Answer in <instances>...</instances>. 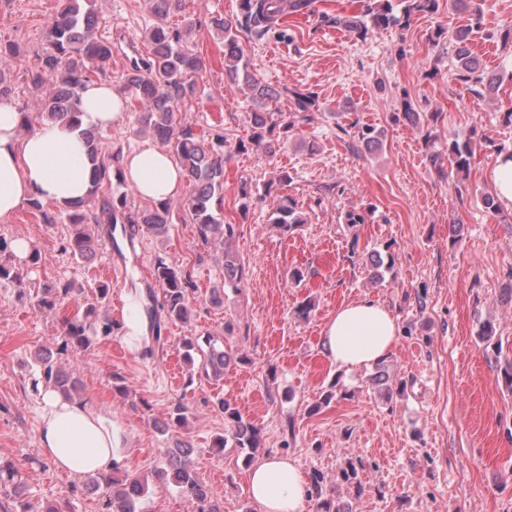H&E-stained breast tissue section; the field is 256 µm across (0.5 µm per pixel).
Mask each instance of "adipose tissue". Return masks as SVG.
I'll return each instance as SVG.
<instances>
[{
  "mask_svg": "<svg viewBox=\"0 0 512 512\" xmlns=\"http://www.w3.org/2000/svg\"><path fill=\"white\" fill-rule=\"evenodd\" d=\"M79 126H42L20 137L19 114L0 103V220H8L31 198L67 205L87 196L92 166L85 154L83 130L120 123L126 98L108 82H93L81 93ZM124 177L148 200L178 196L185 185L181 167L159 147L145 144L128 151ZM399 340L393 314L380 302L363 298L342 303L327 318L321 336L323 353L336 368L367 367L387 357ZM40 452L75 478L107 472L125 455L122 428L101 409L45 390L38 415ZM251 498L262 512H301L309 492L298 463L269 456L248 472Z\"/></svg>",
  "mask_w": 512,
  "mask_h": 512,
  "instance_id": "1",
  "label": "adipose tissue"
}]
</instances>
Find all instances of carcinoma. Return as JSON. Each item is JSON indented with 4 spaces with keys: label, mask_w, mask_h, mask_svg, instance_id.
<instances>
[{
    "label": "carcinoma",
    "mask_w": 512,
    "mask_h": 512,
    "mask_svg": "<svg viewBox=\"0 0 512 512\" xmlns=\"http://www.w3.org/2000/svg\"><path fill=\"white\" fill-rule=\"evenodd\" d=\"M183 0H151L152 10L158 23L147 34L152 58L145 64L133 63L125 75V84L133 100L140 105L137 123L140 130L151 134L167 147L184 171L187 194L181 206L197 226L198 238L202 245L218 241L224 246V287L234 291L243 280L245 264L243 259L228 246L235 235V225L224 223L221 215L224 202V135L213 133L204 137L195 127L178 120V112L184 99L193 92L192 78L202 69V60L189 46V31L185 25L173 28L167 24L170 14L181 9ZM400 14L393 11L391 0H370L359 15L331 17L322 15V22L344 28L364 40L367 36L398 28L405 34L418 15L435 14L440 0H401ZM313 0H240V19L233 22L217 15L211 18V25L224 42V71L233 82L243 83L249 91L256 108L247 115V141L240 147L253 145L268 155L280 149L281 137L292 132L295 120H310L308 111L315 105V98L309 93H297L293 99L294 119L288 120L280 112L269 108L279 91L261 83L250 70V63L238 39V27H244L258 34L272 30L283 16L311 11ZM448 7L457 13L468 15L469 24L456 30L457 80L465 89L480 97L490 96L496 90L499 80L494 74L485 72L480 60L471 52L468 41L470 34L484 25L481 0H448ZM97 16L90 0H65L63 8L55 17L46 33L47 48L40 57V65L29 74L30 88L43 93L39 119L42 123H79L81 113V91L98 74L107 77L112 61V43L98 40L93 36ZM404 120L415 127L423 124L435 125L439 115L418 111L414 102L406 98L402 112L395 120ZM87 156L92 163V185L86 199L69 206L66 214L72 232L63 244V250L79 260L89 259L94 251V241L112 238L117 224L128 225L125 235L129 245H134L143 235L163 237L169 230V218L175 201L160 200L153 207L133 211L127 207L121 153H109L102 149L100 132L90 129L83 132ZM478 137L477 129L461 138L455 134L441 137L433 131H426L425 142L430 147L429 163L437 176L448 179L458 194L467 190L468 172ZM381 132L371 126L358 128L352 148L364 147L368 151L379 148ZM273 223L288 232L304 223L297 213L294 202L282 197L275 210ZM9 280L20 287H26L24 269L10 258H0V281ZM154 280L159 291L148 289L151 306L147 308L150 319L152 340L161 341V322L187 323L192 314V274L183 265L159 257L154 263ZM105 284L96 287L95 294L88 296L84 287L75 282L59 278L40 285L31 300L40 311L60 312L65 301L77 303L76 312L61 318L65 341L63 349L71 348L79 353L91 345L88 330L107 337L119 328L112 318L98 310V304L107 296ZM202 353L201 369L205 375L216 380L224 376V370L232 359L243 361L247 354L237 350L231 354L218 345L215 337L208 335L204 340L188 336L182 342L184 362L194 366V354ZM44 382L58 391L64 398L75 399L77 382L69 372L53 362L51 358L38 355ZM218 410L224 413V434L213 439V451L220 453L228 443L255 454L260 447V431L246 421L240 411L230 402L220 400ZM188 422V409L176 404L169 416L166 427H184ZM164 467L158 471L159 478L173 485L193 504V512H220L212 495L202 482L197 471L188 463L182 449L162 450ZM337 479L352 486L357 494L364 492L358 480V469L350 460L340 468ZM90 487L105 494L102 512H143L139 506L147 492V483L128 471L125 464L116 463L112 472L89 477ZM0 484L21 487L19 469L10 461H0ZM313 497L317 501V512H345L344 506L326 495L325 478L320 473L311 476ZM14 512H67L60 504L45 507L27 500L17 501Z\"/></svg>",
    "instance_id": "carcinoma-1"
}]
</instances>
